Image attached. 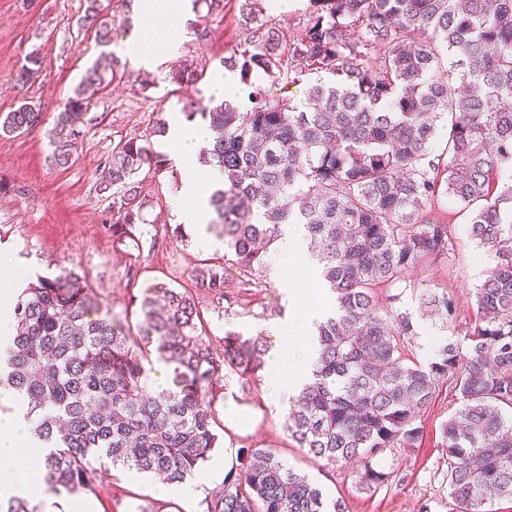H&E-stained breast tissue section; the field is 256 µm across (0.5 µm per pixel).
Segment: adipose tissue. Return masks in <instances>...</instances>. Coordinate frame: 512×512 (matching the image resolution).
Returning a JSON list of instances; mask_svg holds the SVG:
<instances>
[{
	"mask_svg": "<svg viewBox=\"0 0 512 512\" xmlns=\"http://www.w3.org/2000/svg\"><path fill=\"white\" fill-rule=\"evenodd\" d=\"M187 0H155L148 6L147 15L167 30L168 39L161 45H153L146 34L136 33L127 38L124 58L137 68L156 69L163 66L167 56L177 53L186 37L185 15ZM212 138L208 124L189 123L181 116L172 115L167 120L164 147L170 160L180 174V188L170 200L171 212L177 223L182 224L203 248L216 247L208 225L212 208L211 195L224 187V174L219 167L199 170L194 157L199 148ZM293 311L303 325V346L299 354L285 356L276 348L268 354L271 369L287 367V378L270 379V386L282 392L285 399L298 395L304 384L310 381L316 359L313 332L321 318L320 312L312 309L305 298L293 302ZM0 401L8 406L0 414V497L12 495L28 496L33 489L44 488V444L31 432V417L28 405L14 390L0 388Z\"/></svg>",
	"mask_w": 512,
	"mask_h": 512,
	"instance_id": "obj_1",
	"label": "adipose tissue"
}]
</instances>
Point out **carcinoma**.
Segmentation results:
<instances>
[{
    "label": "carcinoma",
    "instance_id": "cac0c4a2",
    "mask_svg": "<svg viewBox=\"0 0 512 512\" xmlns=\"http://www.w3.org/2000/svg\"><path fill=\"white\" fill-rule=\"evenodd\" d=\"M240 0L243 37L221 66L250 88L242 112L229 103L190 101L186 119H209L208 162L224 171L213 223L224 258L196 268L192 288L158 283L127 325L101 312L91 289L70 270L37 277L14 310L16 336L0 384L31 404L33 431L50 444V491L96 490L121 466L181 483L220 445L218 394L224 370L261 369L260 338L228 333L224 352L203 340L199 296L224 300L237 273L255 284L263 253L284 224H300L320 288L334 314L317 324V358L285 422L299 448L333 467H350L360 489L387 484L375 458L421 445V417L445 386L455 415L441 424L448 489L458 512H492L512 500V0H308L297 26ZM359 30L350 41L348 30ZM31 56L13 80L35 79ZM325 73L306 104L267 97L262 82L295 83ZM194 64L169 71V83L196 90ZM123 72L98 66L61 101L52 130L56 166L72 163L93 99ZM40 107L25 101L0 114V133L30 130ZM165 162L149 141H121L96 172L112 193V237L138 244L148 200L135 181ZM460 204L469 238L496 258L475 289L477 318L465 351L447 339L425 362L405 358L419 336L399 295L378 290L403 282L413 265L454 250L443 202ZM439 329L456 322L446 291L418 294ZM172 371L156 393L144 362ZM238 468L210 493L207 512H344L269 448L238 451ZM0 512H38L20 498Z\"/></svg>",
    "mask_w": 512,
    "mask_h": 512
}]
</instances>
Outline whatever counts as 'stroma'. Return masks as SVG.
<instances>
[{
    "mask_svg": "<svg viewBox=\"0 0 512 512\" xmlns=\"http://www.w3.org/2000/svg\"><path fill=\"white\" fill-rule=\"evenodd\" d=\"M99 18L112 26V41L100 46L95 31L84 22L85 0H0V113L16 108L23 100L39 105L42 122L35 128L13 135H0V182L10 185L0 194V274L10 277L26 269L28 281L54 277L77 269L92 288L103 309L117 319L133 313L135 296L156 283L190 287L194 268L201 260L223 256V248H201L189 234L177 231L169 200L179 183L173 166L162 171L149 168L138 174L149 206L145 224L139 225L138 246L114 243L111 224L115 217L112 201L96 189L94 173L125 138L149 139L161 150L163 136L159 123L168 113L182 112L189 102L185 92L176 90L166 76L168 67L154 71L125 67L121 82L111 84L90 105L83 134L73 152L69 168L55 167L50 131L59 101L81 80L87 68L101 57H121L125 40L137 32L140 20L128 17L118 0H100ZM237 0H224L222 12L212 14L210 34L205 43L188 36L178 58L202 67L199 89H208L220 59L229 56L242 36L238 26ZM41 59L31 85H16L13 75L30 55ZM459 206L449 203L456 236V252L448 261L426 260L410 268L402 305L416 311L415 290L429 286L453 295L457 312L455 339L474 321L477 308L474 290L483 280L493 257L469 239ZM277 246H270L258 283L243 288L230 278L224 300H201L205 339L214 350L224 348V336L237 332L260 336L267 349L279 339L272 325L286 322L292 309V291L305 295L308 304L322 315L333 311L330 292L314 285L312 277L289 283L275 266ZM266 371L241 378L226 371L219 407L235 404L252 413V426L244 433L221 430V445L215 456L236 463L239 448L260 445L272 449L289 467L305 474L331 499L344 500L348 512H457L448 493V458L440 441V424L448 420L457 403L441 394L423 416L424 439L418 448H395L380 458L392 479L373 492L360 490L353 473L326 465L309 456L289 439L284 422L289 405L271 401L265 391ZM156 478L129 469L102 476L92 503L95 512H206L204 499L186 504L176 495H160Z\"/></svg>",
    "mask_w": 512,
    "mask_h": 512,
    "instance_id": "obj_1",
    "label": "stroma"
}]
</instances>
